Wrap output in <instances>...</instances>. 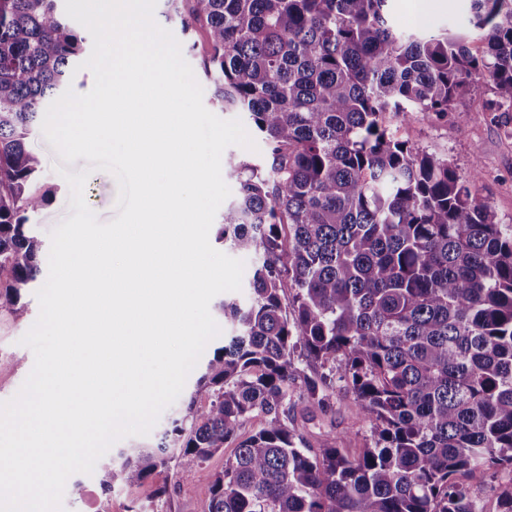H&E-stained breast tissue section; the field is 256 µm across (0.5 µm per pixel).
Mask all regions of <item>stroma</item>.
Listing matches in <instances>:
<instances>
[{"instance_id":"obj_1","label":"stroma","mask_w":512,"mask_h":512,"mask_svg":"<svg viewBox=\"0 0 512 512\" xmlns=\"http://www.w3.org/2000/svg\"><path fill=\"white\" fill-rule=\"evenodd\" d=\"M469 18L470 0H427L420 13L411 11L406 0H390L388 4L392 26L427 33L462 29L476 49L482 41L479 31L471 28ZM491 97L490 89L484 86L458 103L455 112L447 118L428 120L415 113L392 118L391 128L410 145L447 157L461 175H469L473 160H480L479 193L488 200L499 222L512 224V112L487 111ZM461 112L466 113V120H458ZM28 147L44 161L40 186L52 191L50 202L30 219L33 233L46 244L51 231L71 214L70 188L57 171L61 160L41 129L33 130ZM84 192L90 195L89 206L99 222L116 218L118 184L112 174L92 172ZM23 301L27 308L25 318L16 320L0 313V402L19 391L34 365L33 352L21 345L20 340L39 315L35 289L26 290ZM294 414L305 447L319 448L326 444L328 434L343 433L347 436L343 450L354 456L369 441V428L357 418L353 398L345 390H337L334 411L325 417L322 426L306 422L303 400H296ZM235 448V442L225 443L223 451L210 457L199 473H185L171 463L141 486L117 483L108 494L102 492L95 475L73 474L66 482L63 512H127L133 504L140 505L143 512H204L209 498L208 476L223 468L226 455L232 454ZM164 484L169 487L168 495L155 498V487Z\"/></svg>"}]
</instances>
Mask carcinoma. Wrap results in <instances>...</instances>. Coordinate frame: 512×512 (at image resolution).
Instances as JSON below:
<instances>
[{"instance_id":"1","label":"carcinoma","mask_w":512,"mask_h":512,"mask_svg":"<svg viewBox=\"0 0 512 512\" xmlns=\"http://www.w3.org/2000/svg\"><path fill=\"white\" fill-rule=\"evenodd\" d=\"M58 0H0V313L26 316L41 273L29 216L50 200L26 142L59 97L85 37ZM183 33L206 34L203 71L224 112L248 113L263 165L238 159L216 240L259 261L246 302L226 298L235 330L213 350L180 416L153 448L103 455L100 487L136 486L171 461L194 472L254 413L264 426L211 476L205 512H483L461 477L512 468V225L469 177L399 139L390 119H442L488 85L512 108V0H471L468 38L405 33L389 0H161ZM301 356L314 366L305 375ZM302 378L310 413L336 383L369 423L301 447L288 423ZM499 512L512 487L489 482Z\"/></svg>"}]
</instances>
